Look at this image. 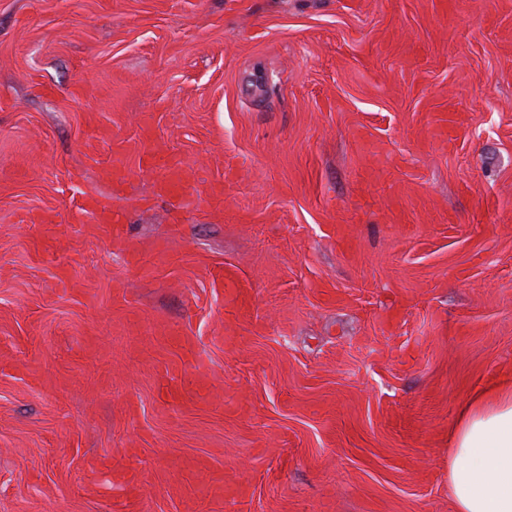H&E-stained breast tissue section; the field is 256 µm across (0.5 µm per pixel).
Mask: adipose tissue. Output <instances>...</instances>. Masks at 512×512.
<instances>
[{
  "label": "adipose tissue",
  "instance_id": "adipose-tissue-1",
  "mask_svg": "<svg viewBox=\"0 0 512 512\" xmlns=\"http://www.w3.org/2000/svg\"><path fill=\"white\" fill-rule=\"evenodd\" d=\"M450 443L448 485L456 512H512V388L470 399Z\"/></svg>",
  "mask_w": 512,
  "mask_h": 512
}]
</instances>
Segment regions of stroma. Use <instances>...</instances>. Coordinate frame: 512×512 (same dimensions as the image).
<instances>
[{
	"label": "stroma",
	"mask_w": 512,
	"mask_h": 512,
	"mask_svg": "<svg viewBox=\"0 0 512 512\" xmlns=\"http://www.w3.org/2000/svg\"><path fill=\"white\" fill-rule=\"evenodd\" d=\"M499 384L512 0H0V512H455ZM141 161L149 168H156L157 166L164 168V176L155 183V193L158 196H172L176 187L182 183V167L180 164L173 158L162 154L157 148L144 151ZM76 213L82 217L90 215L97 223H112L111 205L104 199L93 195H87L77 207Z\"/></svg>",
	"instance_id": "1"
}]
</instances>
